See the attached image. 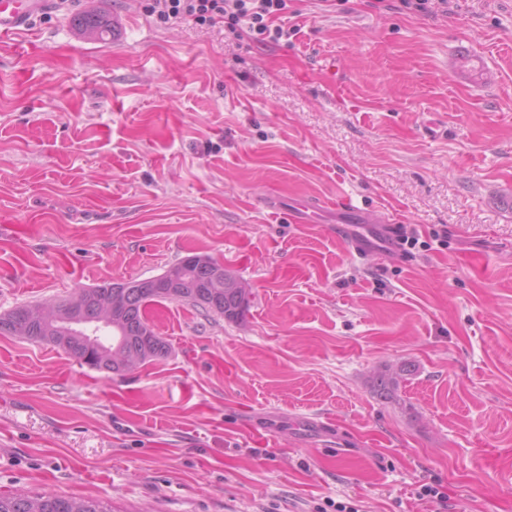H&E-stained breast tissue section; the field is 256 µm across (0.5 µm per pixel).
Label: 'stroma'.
<instances>
[{"instance_id":"1","label":"stroma","mask_w":512,"mask_h":512,"mask_svg":"<svg viewBox=\"0 0 512 512\" xmlns=\"http://www.w3.org/2000/svg\"><path fill=\"white\" fill-rule=\"evenodd\" d=\"M99 13L114 39L83 33ZM282 23L251 46L64 0L0 39V314L193 254L249 290L236 322L153 306L169 352L121 375L0 335V494L512 512V0H290ZM345 199L448 241L360 258L288 219ZM403 8L415 11L424 16H434L438 12L447 14V0H399ZM411 372L410 366L405 363H402L393 370L387 368L384 373H381L376 377V386L388 397H393L400 385V382L406 380V376L410 375Z\"/></svg>"}]
</instances>
